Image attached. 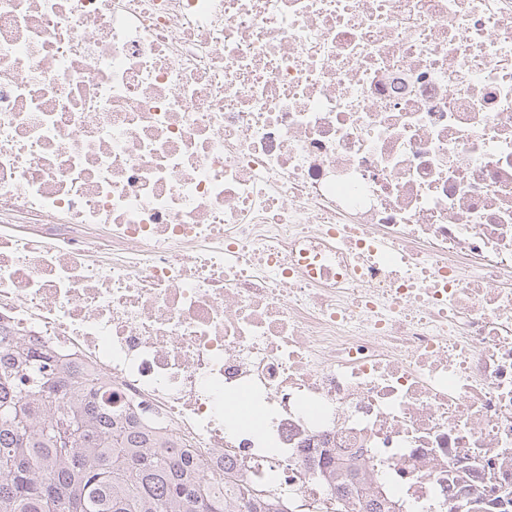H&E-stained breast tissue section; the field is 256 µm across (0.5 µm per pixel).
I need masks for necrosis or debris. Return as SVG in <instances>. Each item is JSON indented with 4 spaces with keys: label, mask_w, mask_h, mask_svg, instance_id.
<instances>
[{
    "label": "necrosis or debris",
    "mask_w": 512,
    "mask_h": 512,
    "mask_svg": "<svg viewBox=\"0 0 512 512\" xmlns=\"http://www.w3.org/2000/svg\"><path fill=\"white\" fill-rule=\"evenodd\" d=\"M0 335L289 512H512V0H0ZM333 488L336 490V512H352L353 504L359 505L360 512H385L382 504L367 492L363 479L341 478L328 475Z\"/></svg>",
    "instance_id": "4bbe7bcc"
}]
</instances>
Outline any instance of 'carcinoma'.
<instances>
[{
  "label": "carcinoma",
  "instance_id": "carcinoma-1",
  "mask_svg": "<svg viewBox=\"0 0 512 512\" xmlns=\"http://www.w3.org/2000/svg\"><path fill=\"white\" fill-rule=\"evenodd\" d=\"M112 399H99L65 362L22 344L0 353V512H280L208 477L157 438L130 427ZM76 421L59 447L44 427ZM336 512H385L363 480L329 476Z\"/></svg>",
  "mask_w": 512,
  "mask_h": 512
}]
</instances>
